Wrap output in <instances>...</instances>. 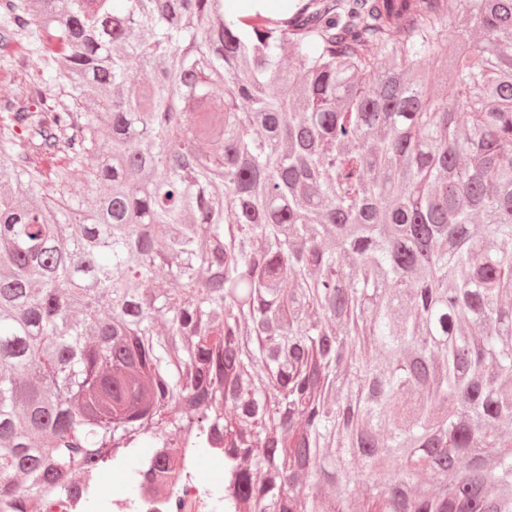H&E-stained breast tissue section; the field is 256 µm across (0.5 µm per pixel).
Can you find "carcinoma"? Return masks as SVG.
<instances>
[{
    "label": "carcinoma",
    "mask_w": 512,
    "mask_h": 512,
    "mask_svg": "<svg viewBox=\"0 0 512 512\" xmlns=\"http://www.w3.org/2000/svg\"><path fill=\"white\" fill-rule=\"evenodd\" d=\"M0 79V512H512V0H0ZM147 461L140 463L136 472V493L110 496L105 502L108 512H171L172 505L180 503L178 512H222L224 497L218 501L212 493L210 481L215 477L214 467L201 464L195 448H151ZM224 512V511H223ZM103 478L104 477L98 473L96 475L89 476L83 481V477L80 476L79 479L71 482L70 486L74 488L72 492H66L60 495L56 494L47 499L43 507L44 512H84V495L82 492L83 485L85 483L91 485L94 493L99 496V488Z\"/></svg>",
    "instance_id": "obj_1"
}]
</instances>
